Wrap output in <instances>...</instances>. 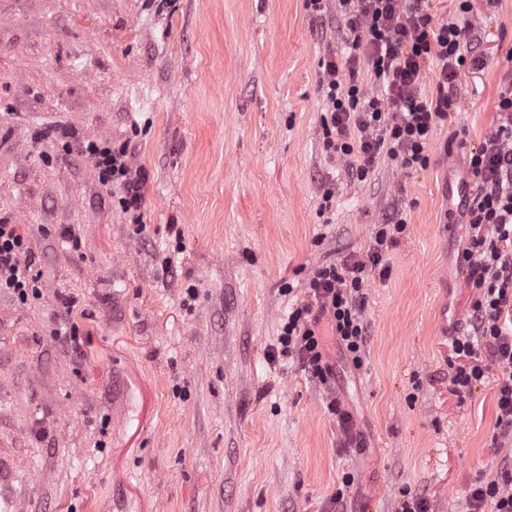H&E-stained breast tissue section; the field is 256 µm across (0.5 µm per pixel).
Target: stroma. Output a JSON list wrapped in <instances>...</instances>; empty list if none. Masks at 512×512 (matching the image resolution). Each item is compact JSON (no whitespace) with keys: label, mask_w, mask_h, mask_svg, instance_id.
<instances>
[{"label":"stroma","mask_w":512,"mask_h":512,"mask_svg":"<svg viewBox=\"0 0 512 512\" xmlns=\"http://www.w3.org/2000/svg\"><path fill=\"white\" fill-rule=\"evenodd\" d=\"M473 14L487 65L462 75L428 165L382 155L360 182L322 145L336 0H0V218L40 273L39 299L0 291V512H327L339 491L344 512H468L512 453L491 445L497 366L450 392L475 299L464 156L512 68V0ZM128 137L148 175L136 216L80 151ZM397 211L363 370L321 326L361 440L346 448L322 386L270 353L312 271L364 255Z\"/></svg>","instance_id":"stroma-1"}]
</instances>
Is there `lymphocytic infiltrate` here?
<instances>
[{"label":"lymphocytic infiltrate","instance_id":"1","mask_svg":"<svg viewBox=\"0 0 512 512\" xmlns=\"http://www.w3.org/2000/svg\"><path fill=\"white\" fill-rule=\"evenodd\" d=\"M346 19L349 53L345 68L325 63L321 118L322 143L330 157L344 161L348 172L365 180L379 155L401 167L426 166L427 151L439 121L447 119L463 72L486 65L477 52L471 0H457L453 21L436 22L429 0H337ZM437 63L436 92L425 96L422 70ZM499 121L483 142L469 152L467 173L476 191L466 200L462 217L471 235L460 264L467 282L479 291L469 314L471 331L453 337L450 347L460 363L452 379L453 392H471L486 378L489 364L499 372L496 419L491 445L512 443V72L503 76ZM82 153L93 163L101 184L118 185L120 206L141 207L143 170L133 168L131 140L120 143L84 142ZM406 221L393 217L372 236L364 257L317 267L310 275L307 300L297 305L281 326L276 356L297 362L309 377L327 387L328 409L345 440L355 439V422L342 409L330 387L333 367L326 355L319 323L328 320L356 369L365 365L368 325L364 316L366 287L371 275L387 277L383 262L396 245ZM34 257L18 224L0 219V290L20 303L39 298ZM469 512H512V465L496 478L478 479L467 492Z\"/></svg>","mask_w":512,"mask_h":512}]
</instances>
